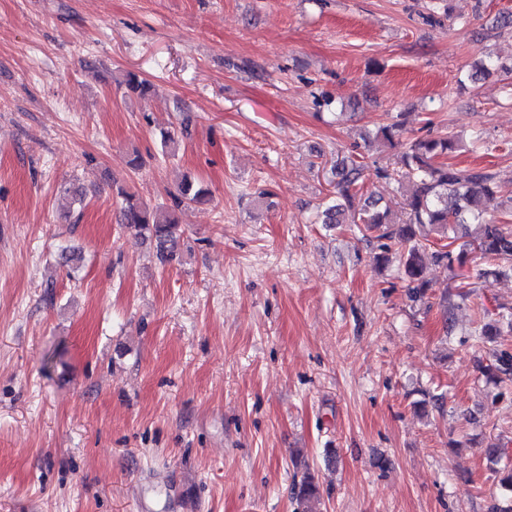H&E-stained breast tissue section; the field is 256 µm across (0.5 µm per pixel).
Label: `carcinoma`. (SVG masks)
I'll list each match as a JSON object with an SVG mask.
<instances>
[{
  "label": "carcinoma",
  "instance_id": "cac0c4a2",
  "mask_svg": "<svg viewBox=\"0 0 512 512\" xmlns=\"http://www.w3.org/2000/svg\"><path fill=\"white\" fill-rule=\"evenodd\" d=\"M375 136L397 150L394 165L376 167L375 176L407 186L401 213L393 215L378 202L362 199L366 164L344 159L332 167L333 200L319 214V223L328 228L356 225L373 245L372 259L379 267L389 262L391 253L399 254L409 298L415 303L424 300L430 287L426 276L429 261L451 268L463 265L474 253L485 263L482 276L512 279V227L508 224L512 209L498 214L504 189L496 174L486 167H458L447 162L448 155L461 148L462 140L453 133L408 139L404 122L397 120L377 126ZM119 197L120 223L149 240L161 261L173 260L183 234L175 211L154 208L132 190H120ZM208 201L210 191L187 178L174 197V207ZM467 224L478 226L473 239L456 249L440 247L444 241L456 243L458 230ZM509 334L512 312L489 319L473 332L482 347ZM478 369L491 381H512V352L493 346L488 358L479 361ZM317 494L310 475L293 488V497L301 504Z\"/></svg>",
  "mask_w": 512,
  "mask_h": 512
}]
</instances>
